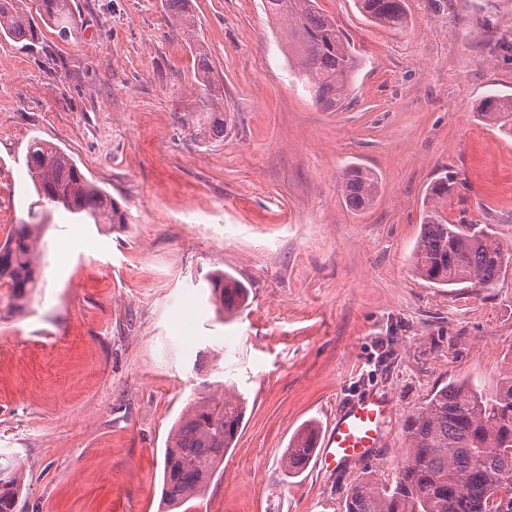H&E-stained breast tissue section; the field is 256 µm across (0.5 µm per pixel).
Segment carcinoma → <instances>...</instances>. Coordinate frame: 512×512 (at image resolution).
Listing matches in <instances>:
<instances>
[{"instance_id":"obj_1","label":"carcinoma","mask_w":512,"mask_h":512,"mask_svg":"<svg viewBox=\"0 0 512 512\" xmlns=\"http://www.w3.org/2000/svg\"><path fill=\"white\" fill-rule=\"evenodd\" d=\"M33 15L27 0H0V37L16 43L39 39L41 24L67 39L74 33V0H39ZM370 20L394 31L407 26L404 0H356ZM169 19L195 50L210 98L199 132L220 137L232 119L212 87V62L201 40L189 0H166ZM265 11L278 17L283 39L294 54L299 78L316 104L335 111L346 99L359 66L350 41L336 22L321 14L316 0H264ZM512 98L491 100L488 122L504 123ZM26 166L38 200L61 209L74 220L92 224H124L126 213L91 182L63 150L34 139ZM338 189L354 211L370 208L379 193L375 174L364 167H345ZM450 183L434 181L424 206L421 231L412 262L416 273L437 286L488 288L512 263V246H503L487 224L448 221ZM42 225L15 224L0 245V301L10 311L38 287L42 266ZM210 302L220 314L241 308L247 288L233 276L216 271L208 277ZM244 416V398L227 393L224 382L204 381L190 400L171 435L164 456L163 503L169 512L201 496L235 446ZM405 458L392 482L370 480L351 485L342 512H512V366L490 395L479 386L452 382L433 392L404 421ZM315 430L299 434L282 457L286 476L308 465ZM19 468L0 463V512H15L22 493Z\"/></svg>"}]
</instances>
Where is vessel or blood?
I'll use <instances>...</instances> for the list:
<instances>
[{
	"label": "vessel or blood",
	"mask_w": 512,
	"mask_h": 512,
	"mask_svg": "<svg viewBox=\"0 0 512 512\" xmlns=\"http://www.w3.org/2000/svg\"><path fill=\"white\" fill-rule=\"evenodd\" d=\"M392 406L387 398L367 396L337 414L310 457L319 468L368 460L382 438Z\"/></svg>",
	"instance_id": "1"
}]
</instances>
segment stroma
Instances as JSON below:
<instances>
[{
  "label": "stroma",
  "instance_id": "35a3bbf8",
  "mask_svg": "<svg viewBox=\"0 0 512 512\" xmlns=\"http://www.w3.org/2000/svg\"><path fill=\"white\" fill-rule=\"evenodd\" d=\"M409 24L317 0L360 66L336 111L315 103L263 0H191L233 122L198 134L194 54L164 0H75L76 28L0 39V243L36 212L43 282L0 309V450L23 474L17 512H163L169 435L203 381L245 399L235 448L180 512H340L352 484L392 481L404 420L437 389L495 391L512 361V269L491 287L436 288L412 264L423 199L512 245V132L485 123L512 97V0H405ZM71 155L126 211L79 224L42 208L25 155ZM380 183L345 206V166ZM246 306L222 320L207 276ZM394 407L369 462L286 477L306 424L369 395ZM210 302L219 314L232 313L247 300V288L224 271H216L208 277Z\"/></svg>",
  "mask_w": 512,
  "mask_h": 512
}]
</instances>
